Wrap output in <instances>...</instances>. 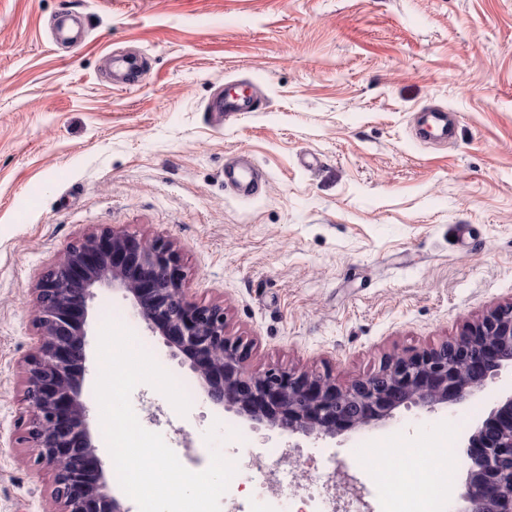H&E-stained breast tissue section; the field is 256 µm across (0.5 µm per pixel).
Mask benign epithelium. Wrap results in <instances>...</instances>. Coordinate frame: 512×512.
Returning <instances> with one entry per match:
<instances>
[{"label": "benign epithelium", "mask_w": 512, "mask_h": 512, "mask_svg": "<svg viewBox=\"0 0 512 512\" xmlns=\"http://www.w3.org/2000/svg\"><path fill=\"white\" fill-rule=\"evenodd\" d=\"M173 244L100 227L72 244L34 288L40 345L24 359L28 439L53 471L57 512H129L99 465L85 384L89 302L118 288L147 324L189 361L209 398L288 433L335 436L401 406L462 403L512 368V302L454 340L386 360L346 387L319 373L245 367L249 345L225 332L224 306L189 297ZM471 465L456 512H512V394L468 437Z\"/></svg>", "instance_id": "7a95c632"}]
</instances>
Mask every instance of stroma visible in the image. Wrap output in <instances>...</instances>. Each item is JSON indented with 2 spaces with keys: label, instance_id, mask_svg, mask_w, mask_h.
<instances>
[{
  "label": "stroma",
  "instance_id": "obj_1",
  "mask_svg": "<svg viewBox=\"0 0 512 512\" xmlns=\"http://www.w3.org/2000/svg\"><path fill=\"white\" fill-rule=\"evenodd\" d=\"M134 61L118 82L109 53ZM261 98L215 125L217 88ZM452 111L455 139H420L425 106ZM246 153L265 175L245 198L224 165ZM113 226L176 246L191 298L224 306L246 365L329 373L337 385L392 356L440 345L512 302V0H0V512H53L52 472L27 440L21 364L40 343L32 290L88 230ZM176 380L184 356L153 334L122 291L102 288L87 327L85 395L98 417L105 308ZM512 371L461 404L400 407L366 430L315 438L254 423L198 390L179 415L152 386L147 430L177 457L210 460L204 435L237 464L250 503L268 451L314 480L358 439L403 432L462 445Z\"/></svg>",
  "mask_w": 512,
  "mask_h": 512
}]
</instances>
